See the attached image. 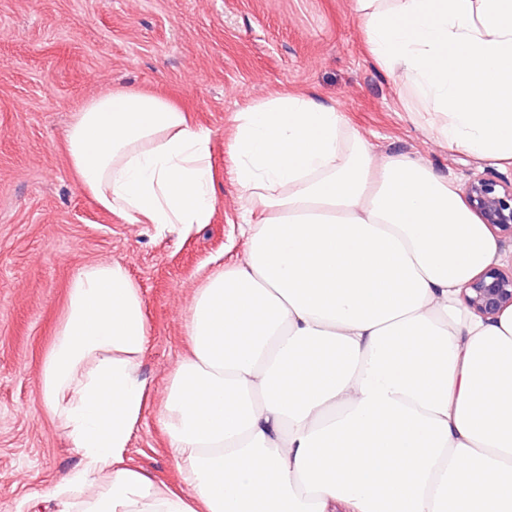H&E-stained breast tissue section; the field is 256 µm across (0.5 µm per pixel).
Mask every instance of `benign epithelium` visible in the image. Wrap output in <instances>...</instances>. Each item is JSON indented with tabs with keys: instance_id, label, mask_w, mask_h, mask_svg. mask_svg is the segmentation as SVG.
I'll use <instances>...</instances> for the list:
<instances>
[{
	"instance_id": "obj_1",
	"label": "benign epithelium",
	"mask_w": 512,
	"mask_h": 512,
	"mask_svg": "<svg viewBox=\"0 0 512 512\" xmlns=\"http://www.w3.org/2000/svg\"><path fill=\"white\" fill-rule=\"evenodd\" d=\"M464 199L496 236L512 243V181L496 176L475 178L464 188ZM462 298L473 312L488 320L512 307V260L483 269L464 286Z\"/></svg>"
}]
</instances>
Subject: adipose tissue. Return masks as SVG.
<instances>
[{
  "instance_id": "obj_1",
  "label": "adipose tissue",
  "mask_w": 512,
  "mask_h": 512,
  "mask_svg": "<svg viewBox=\"0 0 512 512\" xmlns=\"http://www.w3.org/2000/svg\"><path fill=\"white\" fill-rule=\"evenodd\" d=\"M370 52L431 137L512 165V0H355ZM70 171L103 210L163 230L210 223V130L167 98L86 99ZM241 259L212 270L184 321L158 422L182 483L129 467L151 330L117 262L80 267L39 382L80 465L56 512H512V308L460 289L498 243L447 176L374 154L335 106L282 92L239 112Z\"/></svg>"
}]
</instances>
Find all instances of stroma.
<instances>
[{"label":"stroma","instance_id":"35a3bbf8","mask_svg":"<svg viewBox=\"0 0 512 512\" xmlns=\"http://www.w3.org/2000/svg\"><path fill=\"white\" fill-rule=\"evenodd\" d=\"M162 94L210 130L211 223L165 231L100 209L71 176L72 112L107 88ZM335 105L378 155L408 154L456 189L491 166L435 143L416 106L370 54L355 0H0V512H56L54 487L81 460L46 410L38 372L81 266L121 263L151 326L152 391L127 462L179 486L157 424L184 318L216 262L245 248L231 176L237 112L278 92Z\"/></svg>","mask_w":512,"mask_h":512}]
</instances>
